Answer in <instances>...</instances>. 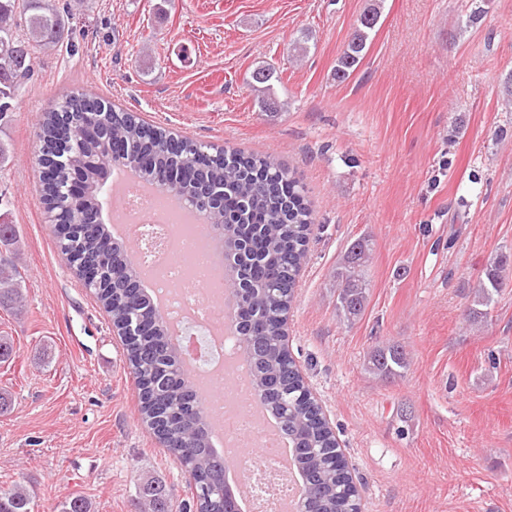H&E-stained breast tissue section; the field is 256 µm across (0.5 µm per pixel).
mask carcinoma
<instances>
[{
    "instance_id": "1",
    "label": "carcinoma",
    "mask_w": 512,
    "mask_h": 512,
    "mask_svg": "<svg viewBox=\"0 0 512 512\" xmlns=\"http://www.w3.org/2000/svg\"><path fill=\"white\" fill-rule=\"evenodd\" d=\"M73 5L55 0H0V124L11 115L13 102L31 77V55L54 47L69 32ZM371 29L357 25L352 39L359 48L341 53L335 76L342 83L363 58ZM86 135L71 138V127ZM36 136L40 192L57 232L61 252L79 268L84 286L94 292L112 322L127 329V359L140 392L141 414L167 450L196 475L198 512H220L217 491L224 485V464L210 444L208 416L191 382L174 369L176 354L165 324L128 263L125 247L110 236L107 225L92 224L89 214L102 207L111 171L107 164L143 167V172L168 185V191L210 200L209 225H224L226 273L238 280L244 298L236 316L241 348L248 353L254 391L274 413L293 446L302 480L304 512H353L350 472L331 460L340 448L322 423V412L307 397L289 353L276 340V329L291 304L302 265L307 259L313 209L294 174L271 156L219 149L181 138L149 124L132 111L85 93H73L43 113ZM370 240H355L336 269L337 311L351 321L364 309L368 282L364 269ZM509 258L493 261L480 280L474 301L494 302ZM20 304L17 273L0 261V305ZM407 367L404 349L389 345L374 351L368 369L396 377ZM143 496L151 512H171L169 494L159 483H147ZM0 512H34L29 492L17 487L0 495Z\"/></svg>"
}]
</instances>
